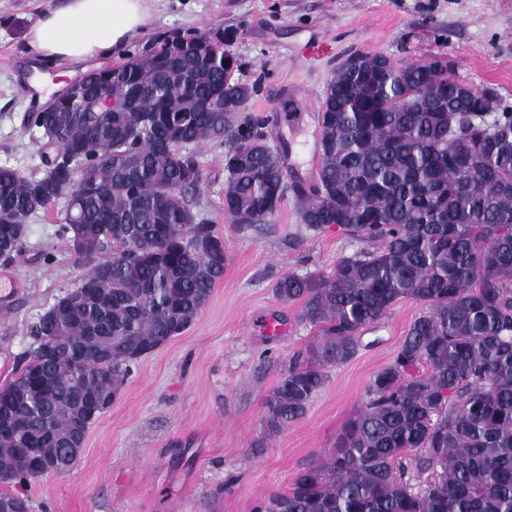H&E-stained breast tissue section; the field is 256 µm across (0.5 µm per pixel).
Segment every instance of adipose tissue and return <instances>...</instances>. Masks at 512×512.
Returning a JSON list of instances; mask_svg holds the SVG:
<instances>
[{
    "label": "adipose tissue",
    "mask_w": 512,
    "mask_h": 512,
    "mask_svg": "<svg viewBox=\"0 0 512 512\" xmlns=\"http://www.w3.org/2000/svg\"><path fill=\"white\" fill-rule=\"evenodd\" d=\"M149 18V0H61L28 28L33 60L81 64L124 51Z\"/></svg>",
    "instance_id": "obj_1"
}]
</instances>
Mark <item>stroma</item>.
Instances as JSON below:
<instances>
[{"label": "stroma", "instance_id": "35a3bbf8", "mask_svg": "<svg viewBox=\"0 0 512 512\" xmlns=\"http://www.w3.org/2000/svg\"><path fill=\"white\" fill-rule=\"evenodd\" d=\"M58 0H0V164L37 173L43 142L27 112L43 105L39 85L65 72L33 65L25 33ZM222 32L238 76L259 83L252 111L267 117L272 142L287 146L289 180L308 181L318 164L319 99L347 56L368 52L402 62L450 58L462 80L491 86L512 105V0H153L127 53L161 36ZM197 197L224 237V277L194 321L136 361L112 406L90 426L73 470L30 481L32 512H252L287 489L298 469L333 446L361 407L374 373L395 356L418 302H398L365 332L364 348L329 371L303 418L268 434L264 403L292 356L318 342L300 302L274 291L289 272L330 273L358 242L329 230L302 232L288 195L265 223L245 229L224 216V147L201 150ZM54 205L29 219L25 250L0 262L19 293L0 312V384L32 349L29 327L87 272L56 230ZM280 323L281 334L267 326Z\"/></svg>", "mask_w": 512, "mask_h": 512}]
</instances>
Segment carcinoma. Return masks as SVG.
Wrapping results in <instances>:
<instances>
[{
    "label": "carcinoma",
    "mask_w": 512,
    "mask_h": 512,
    "mask_svg": "<svg viewBox=\"0 0 512 512\" xmlns=\"http://www.w3.org/2000/svg\"><path fill=\"white\" fill-rule=\"evenodd\" d=\"M213 35L156 39L157 81L145 87L138 56L112 70L134 112H30L27 127L53 128L43 175L0 165V255L19 254V219L65 203L59 238L85 247L80 283L30 327L36 346L0 386V474L24 484L21 453L65 450L83 397L119 391L130 366L179 334L224 276V240L194 212L199 148L224 145V213L259 224L281 205L280 183L301 202L304 228L334 227L363 244L333 272L288 273L275 285L321 342L297 353L265 402L278 433L302 418L328 369L351 361L362 334L402 299L424 305L394 358L378 369L361 409L333 448L300 468L290 486L253 512H512V112L494 99L448 89L447 69L422 62L378 70L341 66L320 99L324 116L314 182H288L268 119L244 107L219 113L256 87L233 67L207 66ZM445 91L441 105L428 92ZM187 112L176 131L166 110Z\"/></svg>",
    "instance_id": "1"
}]
</instances>
